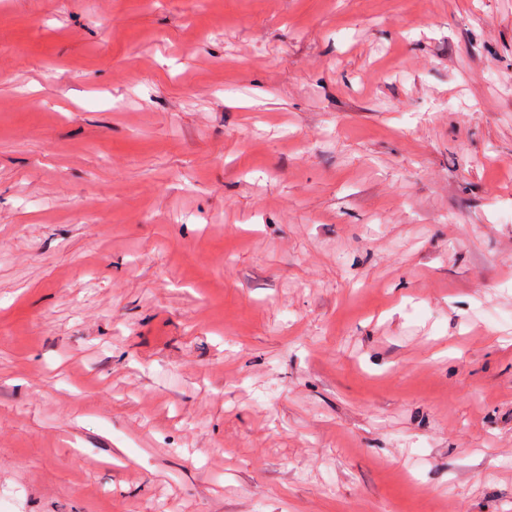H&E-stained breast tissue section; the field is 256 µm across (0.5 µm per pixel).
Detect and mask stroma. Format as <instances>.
<instances>
[{
  "label": "stroma",
  "instance_id": "1",
  "mask_svg": "<svg viewBox=\"0 0 512 512\" xmlns=\"http://www.w3.org/2000/svg\"><path fill=\"white\" fill-rule=\"evenodd\" d=\"M0 512H512V0H0Z\"/></svg>",
  "mask_w": 512,
  "mask_h": 512
}]
</instances>
